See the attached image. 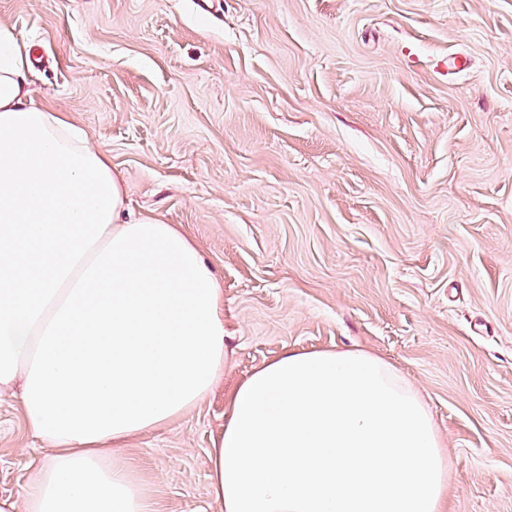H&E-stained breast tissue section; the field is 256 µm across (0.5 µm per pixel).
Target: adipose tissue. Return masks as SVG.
<instances>
[{
  "mask_svg": "<svg viewBox=\"0 0 512 512\" xmlns=\"http://www.w3.org/2000/svg\"><path fill=\"white\" fill-rule=\"evenodd\" d=\"M0 24V391L52 446L0 512H159L124 457L224 371V293L194 242L130 217L108 157L33 105ZM218 512H445L432 414L379 355L289 351L236 387L208 453Z\"/></svg>",
  "mask_w": 512,
  "mask_h": 512,
  "instance_id": "obj_1",
  "label": "adipose tissue"
}]
</instances>
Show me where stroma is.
<instances>
[{
    "mask_svg": "<svg viewBox=\"0 0 512 512\" xmlns=\"http://www.w3.org/2000/svg\"><path fill=\"white\" fill-rule=\"evenodd\" d=\"M31 99L224 290V373L123 453L217 512L227 397L288 350L389 360L448 448L447 512H512V0H0ZM50 454L0 392V497Z\"/></svg>",
    "mask_w": 512,
    "mask_h": 512,
    "instance_id": "obj_1",
    "label": "stroma"
}]
</instances>
